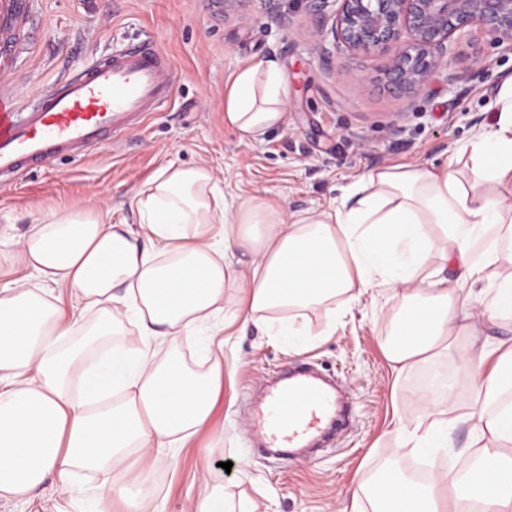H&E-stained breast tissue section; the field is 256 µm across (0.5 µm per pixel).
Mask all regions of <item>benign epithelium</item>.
Returning a JSON list of instances; mask_svg holds the SVG:
<instances>
[{"label": "benign epithelium", "mask_w": 512, "mask_h": 512, "mask_svg": "<svg viewBox=\"0 0 512 512\" xmlns=\"http://www.w3.org/2000/svg\"><path fill=\"white\" fill-rule=\"evenodd\" d=\"M337 8L327 12L329 2ZM321 37L351 53L393 49L383 66L388 82L412 95L425 90L448 58L453 35L477 26L512 47V0H309Z\"/></svg>", "instance_id": "benign-epithelium-1"}]
</instances>
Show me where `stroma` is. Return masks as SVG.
Here are the masks:
<instances>
[{"label":"stroma","mask_w":512,"mask_h":512,"mask_svg":"<svg viewBox=\"0 0 512 512\" xmlns=\"http://www.w3.org/2000/svg\"><path fill=\"white\" fill-rule=\"evenodd\" d=\"M0 54V95L32 103L66 76L131 43L156 45L176 82L171 100L145 120L78 156L40 165L0 188V249L54 210L127 213L130 197L158 169L175 163L211 170L227 199L267 196L286 211L327 208L363 174L394 165L443 166L499 114L512 83V48L479 28L454 34L448 69L414 97L389 90L383 58L316 47L320 27L305 0H26ZM288 74L286 122L249 145L224 124V90L234 73L267 57ZM454 82H447V75ZM393 308L364 293L333 313L301 311L310 336L289 347L274 329L226 330L218 357L223 392L210 427L184 448H165L130 484L155 485L149 512H183L204 485L253 499L259 512H339L349 493L390 459L418 453L403 445L398 416L423 412L420 389L434 376L460 374L442 358L396 375L385 355ZM304 364L338 381L352 405L348 428L315 460L259 447L254 418L269 385ZM231 469H224V462ZM105 473L79 471L30 502L0 512H125L101 500Z\"/></svg>","instance_id":"1"}]
</instances>
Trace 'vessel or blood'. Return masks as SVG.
Listing matches in <instances>:
<instances>
[{"label": "vessel or blood", "instance_id": "vessel-or-blood-1", "mask_svg": "<svg viewBox=\"0 0 512 512\" xmlns=\"http://www.w3.org/2000/svg\"><path fill=\"white\" fill-rule=\"evenodd\" d=\"M175 79L173 66L156 49L133 43L66 77L28 106L0 97V186L31 166L85 153L125 131L168 102ZM335 406V395L300 371L273 388L257 424L271 445L293 448L321 433Z\"/></svg>", "mask_w": 512, "mask_h": 512}]
</instances>
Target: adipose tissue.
Wrapping results in <instances>:
<instances>
[{
  "instance_id": "1",
  "label": "adipose tissue",
  "mask_w": 512,
  "mask_h": 512,
  "mask_svg": "<svg viewBox=\"0 0 512 512\" xmlns=\"http://www.w3.org/2000/svg\"><path fill=\"white\" fill-rule=\"evenodd\" d=\"M288 102V77L267 58L235 72L224 123L247 145L283 123ZM501 102L496 126L464 147V176L391 167L342 187L326 209L289 213L262 195L229 204L209 169L169 163L130 199L137 224L55 210L32 225L0 252V271L22 266L75 304L69 313L43 289L0 282V497L32 500L76 471L111 474L101 498L124 497L132 466L186 447L221 392L220 364L199 371L155 345L206 333L220 317L242 330L280 324L298 346L304 328L274 311L380 288L397 308L385 344L397 373L457 354L467 365L429 413L400 420L405 445L453 452L462 423L475 464L461 476L440 462L421 483L390 469L352 490L349 512H512V338H482L471 307L481 295L488 319L512 320V86ZM236 251L249 263L232 261ZM452 261L454 279L444 274ZM79 310L97 323L79 329ZM127 319L137 346H107ZM461 391L469 402L455 419L447 406Z\"/></svg>"
}]
</instances>
